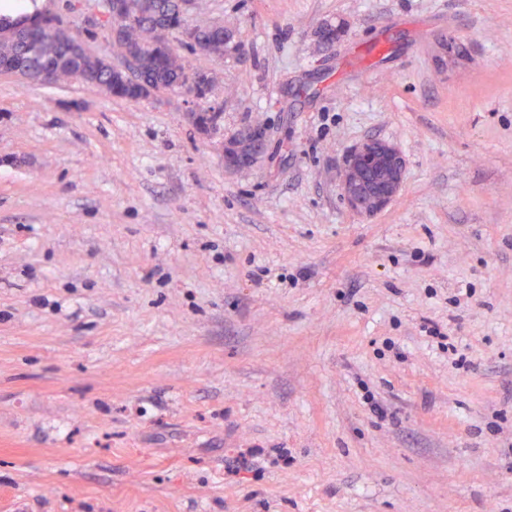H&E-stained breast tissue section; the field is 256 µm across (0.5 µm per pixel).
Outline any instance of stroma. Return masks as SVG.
I'll use <instances>...</instances> for the list:
<instances>
[{
    "label": "stroma",
    "instance_id": "1",
    "mask_svg": "<svg viewBox=\"0 0 512 512\" xmlns=\"http://www.w3.org/2000/svg\"><path fill=\"white\" fill-rule=\"evenodd\" d=\"M196 3L211 131L0 74V512H512V0ZM369 138L406 168L366 217ZM405 160L394 146L367 139L346 156L341 172L343 200L355 212L371 216L385 209L400 191Z\"/></svg>",
    "mask_w": 512,
    "mask_h": 512
}]
</instances>
